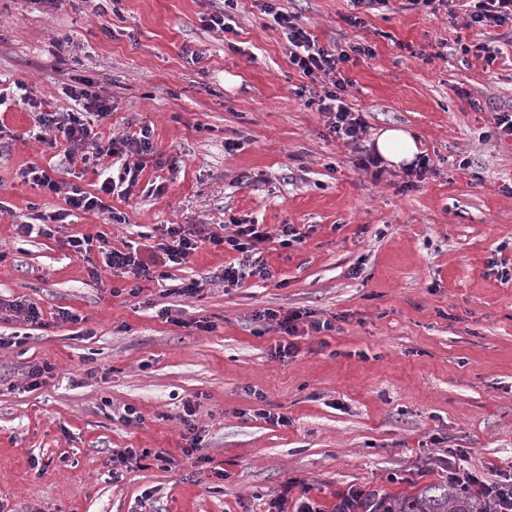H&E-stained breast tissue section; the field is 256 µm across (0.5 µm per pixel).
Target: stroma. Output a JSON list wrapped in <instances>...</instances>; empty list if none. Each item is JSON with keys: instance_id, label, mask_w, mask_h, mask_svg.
Segmentation results:
<instances>
[{"instance_id": "35a3bbf8", "label": "stroma", "mask_w": 512, "mask_h": 512, "mask_svg": "<svg viewBox=\"0 0 512 512\" xmlns=\"http://www.w3.org/2000/svg\"><path fill=\"white\" fill-rule=\"evenodd\" d=\"M277 4L322 45L371 47L344 67L346 101L364 141L393 126L417 134L433 169L414 187L400 169L360 171L355 147L329 136L261 0H0L1 84L24 82L63 112L71 88L106 96L102 137L150 124L176 163L139 176L161 195L113 196L112 214L77 212L52 238H25L19 223L65 203L18 173L62 155L29 138V103L0 104L12 136L0 148V298L37 305L46 322L0 319V512H267L290 481L334 512L349 488L401 497L459 464L512 477V281L490 266L512 263V137L496 125L512 115V27L483 34L461 8L432 15L407 0L361 26L347 21L350 0ZM220 7L232 32L202 23ZM482 39L501 48L493 64L461 51ZM230 222L270 233L259 258L271 278L224 283L242 255L206 244L131 293L124 278H89L63 245ZM284 224L301 244L274 242ZM192 279L202 292L178 295ZM62 307L80 322L58 320ZM265 309L333 328L300 323L296 357L280 360L279 334L254 318ZM43 361L54 375L33 384ZM127 406L141 423L122 421ZM196 434L212 464L184 456ZM115 448L148 456L116 479ZM162 448L172 465L154 459Z\"/></svg>"}]
</instances>
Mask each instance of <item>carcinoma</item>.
Masks as SVG:
<instances>
[{
	"label": "carcinoma",
	"mask_w": 512,
	"mask_h": 512,
	"mask_svg": "<svg viewBox=\"0 0 512 512\" xmlns=\"http://www.w3.org/2000/svg\"><path fill=\"white\" fill-rule=\"evenodd\" d=\"M372 512H488L487 501L453 484L428 485L401 498L369 499Z\"/></svg>",
	"instance_id": "carcinoma-1"
}]
</instances>
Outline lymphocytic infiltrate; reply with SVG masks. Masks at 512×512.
Returning a JSON list of instances; mask_svg holds the SVG:
<instances>
[{"label": "lymphocytic infiltrate", "instance_id": "f902f5d3", "mask_svg": "<svg viewBox=\"0 0 512 512\" xmlns=\"http://www.w3.org/2000/svg\"><path fill=\"white\" fill-rule=\"evenodd\" d=\"M264 11L272 15L280 28L288 43L289 61L301 77L313 81L323 75L330 77V84L324 86L316 100L318 111L327 118L329 135L348 144L360 141L366 130V122L346 102L345 95L352 82L345 77L342 66L350 62L353 56L371 55V48L362 43L352 44L349 49L340 51L327 48L308 34L296 16L273 6L271 0H266ZM71 97L77 104L76 109L67 112L40 111L36 138L49 148L62 151L68 165L80 162L97 167L100 183L95 190L89 191L34 165L23 168L20 176L43 192L61 196L67 206L66 212H101L105 209L104 197L115 194L119 198L129 199L134 195L138 177L145 167L151 163L162 165L163 160L156 151L150 125L145 124L138 130L103 139L96 125L111 116V100L84 89L72 90ZM107 159L120 164L119 176H110L103 168L102 163ZM66 212L50 215L48 222L38 225L22 224L19 230L27 236L34 234L52 238L55 222L64 220ZM158 231L163 238L162 243L151 246L147 251L130 244L120 249L114 248L101 234L71 236L66 244L77 258L86 262L89 278L100 279L103 271L107 270L118 276L149 281L153 278L155 267L188 262L203 243L247 254L257 251L261 244L273 238L259 225L244 222L237 223L229 235L218 233L206 224H162ZM96 252L102 256L98 264L92 261V255ZM256 317L272 322L278 333L285 336L284 341L275 345V358L292 356L296 346L291 338L297 334L299 323L305 320L303 312L283 314L266 309L257 312ZM308 323L318 333L333 328L327 320L314 319Z\"/></svg>", "mask_w": 512, "mask_h": 512}]
</instances>
